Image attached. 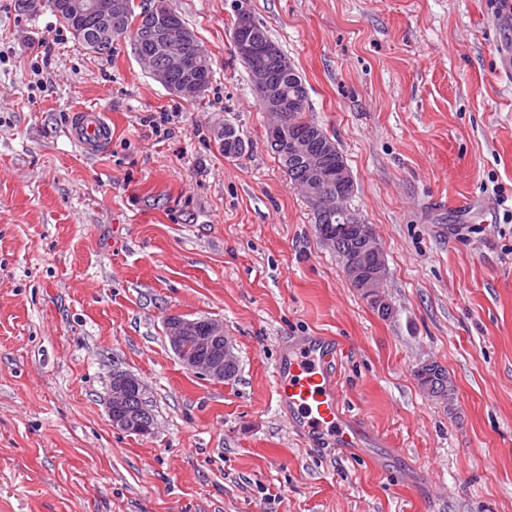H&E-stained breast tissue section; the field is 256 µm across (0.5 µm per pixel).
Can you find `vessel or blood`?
<instances>
[{
    "label": "vessel or blood",
    "instance_id": "1",
    "mask_svg": "<svg viewBox=\"0 0 512 512\" xmlns=\"http://www.w3.org/2000/svg\"><path fill=\"white\" fill-rule=\"evenodd\" d=\"M110 134L104 114L92 109L80 111L70 132L88 153L99 148ZM337 351L335 337L318 336L300 349L283 354L272 370L275 394L278 404L287 408L294 429L306 439L339 448H359L367 433L343 412L332 372Z\"/></svg>",
    "mask_w": 512,
    "mask_h": 512
}]
</instances>
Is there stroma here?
Masks as SVG:
<instances>
[{
    "label": "stroma",
    "instance_id": "stroma-1",
    "mask_svg": "<svg viewBox=\"0 0 512 512\" xmlns=\"http://www.w3.org/2000/svg\"><path fill=\"white\" fill-rule=\"evenodd\" d=\"M208 52L190 101L130 41L98 57L45 0H0V512H512V15L492 0H170ZM263 23L309 89L384 251L380 317L266 138L230 30ZM112 137L75 145L78 111ZM232 126L247 151L224 157ZM239 361L186 370L165 319ZM333 336L343 405L378 445L309 447L272 369ZM445 367L455 401L428 397ZM136 376L151 435L113 427ZM166 329L174 352L187 370L218 381H229L237 376L239 364L233 355L234 361L228 365L224 379V359L232 356L233 346L224 336V327L220 323L208 318L187 319L170 315L166 319ZM220 338H224L232 352L229 347L218 345ZM188 341L192 342V347ZM415 376L421 389L432 398L449 399L448 371L438 363H426L417 368ZM145 388L141 381L126 372H116L112 377L111 394L108 402L109 416L112 425L129 433L137 435L152 434L151 423L144 421L139 414L131 412L130 409L139 412V402L144 411H150L149 422H154L151 410L147 407L144 398ZM136 396L138 400L130 397ZM130 399L129 407L127 406Z\"/></svg>",
    "mask_w": 512,
    "mask_h": 512
}]
</instances>
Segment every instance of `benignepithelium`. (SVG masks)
Wrapping results in <instances>:
<instances>
[{"label": "benign epithelium", "instance_id": "1", "mask_svg": "<svg viewBox=\"0 0 512 512\" xmlns=\"http://www.w3.org/2000/svg\"><path fill=\"white\" fill-rule=\"evenodd\" d=\"M57 13L67 17L87 34L91 45H109L125 39L117 22L125 14L126 0H54ZM142 31L149 34L164 52V59L149 67L152 79L178 97L190 98L204 88L207 55L195 34L179 25L168 0H155L152 10L139 20ZM234 54L249 70L252 86L261 109L272 121L266 129L267 140L282 154L285 163L302 169L298 189L306 196L313 211L329 221L340 209L338 199L353 187L348 167L331 163V144L309 131L285 135V127L299 103L282 91L280 77L293 76L295 69L279 47L258 30L257 19L250 11L238 12L230 35ZM348 230L361 241V247L345 257V268L354 280L370 270L364 288L379 287L377 281L387 276L383 252L371 225L351 212L346 220ZM166 329L181 364L189 371L224 380V359L232 356L230 348L218 345L224 327L208 318L187 319L171 315ZM135 396L143 410H148L145 388L141 381L126 372L112 377L108 402L112 425L129 433L149 435L150 423L129 410L130 397Z\"/></svg>", "mask_w": 512, "mask_h": 512}]
</instances>
